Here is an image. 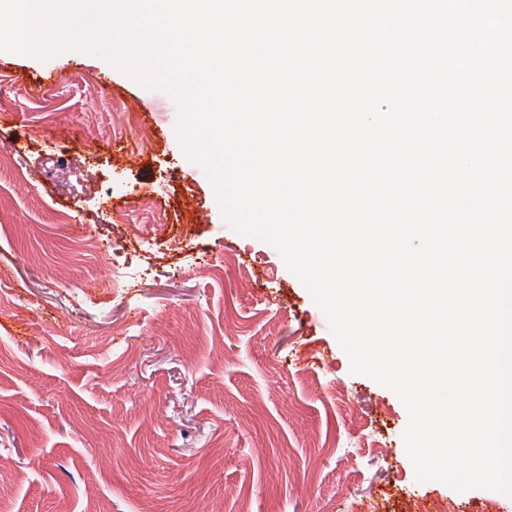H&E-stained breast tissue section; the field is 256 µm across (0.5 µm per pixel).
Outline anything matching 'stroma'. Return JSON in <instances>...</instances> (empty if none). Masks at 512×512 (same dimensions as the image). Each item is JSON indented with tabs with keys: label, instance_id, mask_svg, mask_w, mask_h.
I'll return each instance as SVG.
<instances>
[{
	"label": "stroma",
	"instance_id": "stroma-1",
	"mask_svg": "<svg viewBox=\"0 0 512 512\" xmlns=\"http://www.w3.org/2000/svg\"><path fill=\"white\" fill-rule=\"evenodd\" d=\"M178 114L100 56L0 52V512H512L419 483L405 406L224 219ZM108 266L133 280L101 287Z\"/></svg>",
	"mask_w": 512,
	"mask_h": 512
}]
</instances>
